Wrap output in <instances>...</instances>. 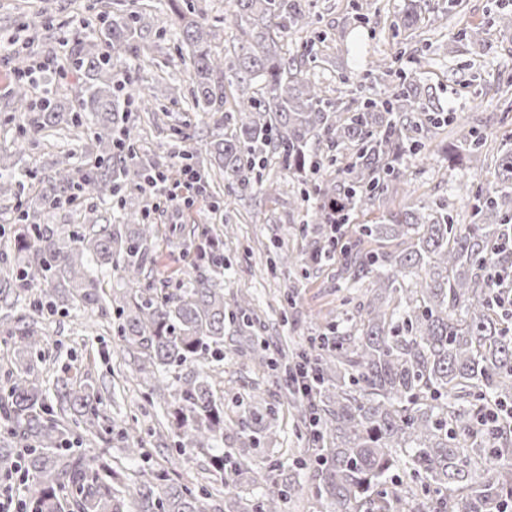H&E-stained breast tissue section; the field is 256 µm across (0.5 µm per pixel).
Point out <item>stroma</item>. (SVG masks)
Here are the masks:
<instances>
[{"mask_svg":"<svg viewBox=\"0 0 512 512\" xmlns=\"http://www.w3.org/2000/svg\"><path fill=\"white\" fill-rule=\"evenodd\" d=\"M133 10L146 12L152 25L156 48L151 66L120 74L127 87L149 85L162 80L174 90L175 98L159 99L155 107L164 117L158 123L142 121L139 158L155 160L164 168L178 166L182 154L203 150L213 128L208 116L190 108L192 69L186 48L174 39V22L167 0H121ZM350 0H310L314 28L329 36L327 59L318 63L316 75L333 96L350 99L352 94L373 95L395 83L392 75L369 71L367 61L398 56V68L423 74L438 84L444 107L454 123L438 128L430 142L433 156L428 162L406 157L403 163L406 184L397 194L377 199L373 211L353 215L352 223L379 221L387 211L407 205L431 202L447 203L462 211L464 199L493 181L497 158L503 146L512 144V30L499 26L501 13L512 12V0H459L454 11L438 29L422 23L418 36L405 41L404 34L392 26L403 0H377L379 11L367 24L354 26ZM100 0H0V42L11 36L29 42L35 59L48 56L66 60L62 39L77 31H101L98 14ZM481 27L484 46H476L464 37V30ZM16 61L0 56V147H10L19 138L26 113L17 111L13 99V70ZM476 126L485 140V161L478 171L449 166L445 149L456 139L459 120ZM91 131H61L54 136L41 135L29 140L13 175L27 185L39 184L51 175L62 155H69L73 167H84ZM266 178L277 181V192L266 196L254 193L240 199L228 196L222 176H214L211 196L223 198L221 208H213L211 197L200 198L193 206L158 207L151 215L157 226L152 246L150 280L155 287L172 288L182 279L186 254L207 240L224 244V262L216 266L202 262L205 275L224 282V300L232 302L245 294L252 298L262 324L256 335L270 345L283 346L306 341L327 321L334 319L345 290L336 277L338 264L330 260L307 272L297 270L270 276L265 268L266 247L271 237H279L286 253L307 254L315 236L304 230L300 185L278 163H270ZM15 201L0 202V331L14 326L17 318L28 314L31 294H19L14 284L6 283V273L26 264L30 256L15 246ZM116 213L112 199H90L80 206L62 204L41 221L47 233L69 237L81 222V213ZM294 292L297 319L281 322L280 300ZM39 326L48 339L44 352L32 355L30 362L39 374L46 396H54L62 382L87 381L100 389L103 431L87 440L81 430H73L70 440L80 449L102 458L111 468L121 471L125 480L121 490L130 512L137 508L133 488L143 473L165 469L172 477L207 486L215 478L204 466L205 453L194 450L181 455L174 449L175 437L164 422L174 401L173 389L151 394L140 382L128 349L116 332L112 315H87L73 306L43 309ZM248 337L227 336L223 362L211 364L208 374L224 397L226 420H237L241 409L237 394L251 387L268 388L266 374L252 354L246 353ZM136 422L137 437L145 439L150 452L148 463L128 459L126 443L117 436L129 422ZM276 437L259 452V459L274 465L281 480L295 481L301 498L285 505L284 512H313L305 496L312 473L299 468L307 441L296 411L281 409L276 421Z\"/></svg>","mask_w":512,"mask_h":512,"instance_id":"1","label":"stroma"}]
</instances>
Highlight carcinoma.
<instances>
[{
  "label": "carcinoma",
  "instance_id": "obj_1",
  "mask_svg": "<svg viewBox=\"0 0 512 512\" xmlns=\"http://www.w3.org/2000/svg\"><path fill=\"white\" fill-rule=\"evenodd\" d=\"M169 2L175 33L191 52L192 107L224 128L204 153L188 156L192 167L218 171L236 197L271 194L274 183L264 179V170L275 158L302 179V198L315 199L303 220L318 236L310 262L336 254L339 279L352 288L368 284L364 294L350 290L344 297L347 326L333 324L328 336L281 349V363L264 356L259 361L287 377L307 361L313 365L310 397L294 384L281 393L282 403L303 420L308 448L298 465L313 472L312 506L316 512H401L413 502L414 512H503L502 503L512 500V426L493 433L481 422L491 409H512V314L492 304L497 288L490 278L492 270L512 265V252L497 248L512 236V147L499 155L495 182L470 200V223H455L441 203H424L391 212L379 224H357L344 240L331 224L398 192L404 158H427L429 131L453 119L437 88L404 73L375 98L329 97L327 87L304 72L322 55L324 35L307 40L305 53L288 55L286 39L312 25L308 0H231L221 26L205 22L194 0ZM425 6L426 0H407L397 29L414 37ZM101 21L110 51L87 34L70 48L84 82L78 110L62 111L56 93L46 91L29 117L33 136L62 124L85 125L94 142L92 163L75 171L62 157L47 184L17 210V248L33 259L13 279L24 292L39 287L38 307L60 298L85 311L101 308L103 288L86 272L91 255L135 285L150 259L154 225L146 222V210L130 211L122 198L124 212L115 222L90 214V228L66 240L41 229V218L62 197L105 199L127 186L145 193L156 171V162L132 158L138 135L113 82L114 75L144 63L149 27L134 11L106 10ZM226 27L235 32L228 64L212 49ZM227 85L235 92L230 108ZM323 142L342 153L345 177L321 172ZM482 148L483 139L463 129L446 157L476 169ZM24 152L22 140L0 149V170L14 169ZM379 241L392 248L364 247ZM303 265L278 252L268 260L271 272ZM235 306L238 329L253 327L250 299L243 295ZM113 311L116 333L151 391L180 383L169 412L177 451L203 450L224 437V401L208 376L177 373L188 362L224 360V289L191 268L176 288L147 283ZM9 336L22 350L44 346L33 317L9 328ZM102 399L87 383L57 388L60 410L71 411V423L91 435L98 431ZM0 402V418L17 425L19 443L28 450L27 468L37 485L28 508L65 512L68 493L76 512H127L120 474L83 454L57 453L64 428L47 417L31 365L19 362ZM239 406V447L212 448L206 463L233 512H282L296 494L294 484L278 481L269 466L244 461L272 439L278 408L258 387L240 397ZM245 482L260 493L243 504L238 490ZM136 496L139 512H210L212 492L153 474L140 482Z\"/></svg>",
  "mask_w": 512,
  "mask_h": 512
}]
</instances>
